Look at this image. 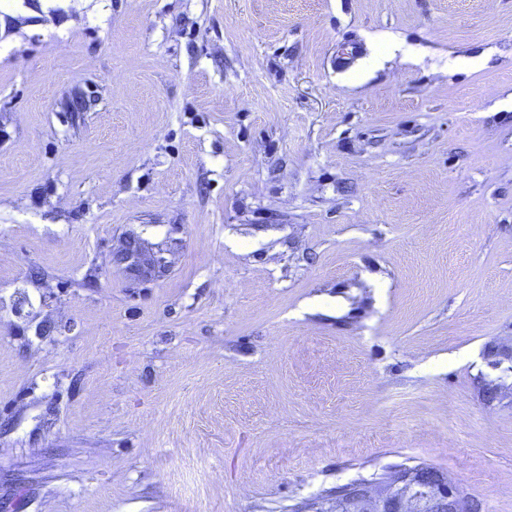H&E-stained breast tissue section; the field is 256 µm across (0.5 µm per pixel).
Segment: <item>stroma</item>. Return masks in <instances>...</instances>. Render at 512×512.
Instances as JSON below:
<instances>
[{
	"mask_svg": "<svg viewBox=\"0 0 512 512\" xmlns=\"http://www.w3.org/2000/svg\"><path fill=\"white\" fill-rule=\"evenodd\" d=\"M493 345L512 0H0V512H512ZM115 261L118 265H123L131 276L141 281L152 280L163 272L159 262L144 261L141 244L135 238L125 240L122 249L115 254ZM315 512H476L474 502L438 469L403 468L389 484L376 487L368 481L345 485L338 499L307 502ZM339 507H335V506Z\"/></svg>",
	"mask_w": 512,
	"mask_h": 512,
	"instance_id": "1",
	"label": "stroma"
}]
</instances>
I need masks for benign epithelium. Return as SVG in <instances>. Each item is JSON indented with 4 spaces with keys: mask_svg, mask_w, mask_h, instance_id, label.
I'll return each mask as SVG.
<instances>
[{
    "mask_svg": "<svg viewBox=\"0 0 512 512\" xmlns=\"http://www.w3.org/2000/svg\"><path fill=\"white\" fill-rule=\"evenodd\" d=\"M117 264L134 278L152 280L162 273L161 264L143 259L140 242L128 238L115 254ZM478 512V507L441 471L425 466L403 468L381 487L367 481L345 485L338 499L309 502L311 512Z\"/></svg>",
    "mask_w": 512,
    "mask_h": 512,
    "instance_id": "7a95c632",
    "label": "benign epithelium"
}]
</instances>
